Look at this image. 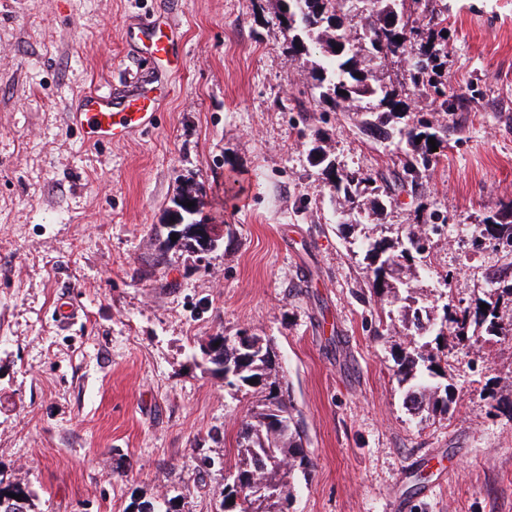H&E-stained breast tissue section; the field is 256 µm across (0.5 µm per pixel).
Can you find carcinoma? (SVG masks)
I'll return each mask as SVG.
<instances>
[{
    "label": "carcinoma",
    "mask_w": 512,
    "mask_h": 512,
    "mask_svg": "<svg viewBox=\"0 0 512 512\" xmlns=\"http://www.w3.org/2000/svg\"><path fill=\"white\" fill-rule=\"evenodd\" d=\"M282 24L288 50L294 61L310 65L313 87L329 112H357L362 115L359 129L387 140L399 138L406 142L407 160L403 175L394 176L383 187L381 195L370 205L382 209L391 198L392 189L404 187L406 179L415 178L420 167L427 165L433 155L429 138L441 146L443 136L424 118L411 126L398 127L393 123L397 89L378 79L366 61L381 62L388 57L401 58L412 49L417 31V20L405 13V0H281ZM358 10L364 21L362 33L353 36L344 28L343 17L350 7ZM431 61L418 58L405 74L406 80L418 85L424 81ZM316 166L324 184L343 194L349 210H362L359 186L363 179L354 173H341L326 151L314 148ZM196 202V209L182 213L185 237H190L201 214L197 190H183L172 203L181 199ZM476 232L490 236L512 248V202L498 213L489 224L478 225ZM425 232H409L406 240L389 241L368 237L362 249L370 263L366 278L374 294L386 298L389 304L400 300L399 289L405 263L413 258L415 244L424 241ZM493 285L502 287L498 297L479 300L474 307L458 308L444 316L443 327L451 326L462 340L472 336H512V328L500 323L497 312L501 298L512 297V278L494 273L489 278ZM488 309L483 310L480 304ZM434 355L403 353L397 361V376L401 382H411L406 401L410 409L422 411L428 407L437 410L439 400L424 375L431 372L429 363ZM214 366L225 364L224 380L230 386H247L264 393L261 404L241 422L239 430V463L232 482L224 484V512H284L293 497L295 473H306L310 464L295 419L291 401L284 398L277 375L275 355L258 336L247 342L224 344V357L210 359ZM261 510L252 509L255 502Z\"/></svg>",
    "instance_id": "carcinoma-1"
}]
</instances>
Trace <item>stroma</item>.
Returning a JSON list of instances; mask_svg holds the SVG:
<instances>
[{
    "mask_svg": "<svg viewBox=\"0 0 512 512\" xmlns=\"http://www.w3.org/2000/svg\"><path fill=\"white\" fill-rule=\"evenodd\" d=\"M416 46L446 45L406 123L447 146L382 215L346 222L309 154L376 179L404 147L325 111L290 59L278 0H0V478L37 512H127L176 498L221 512L257 395L204 349L247 332L270 345L311 461L289 512H512V338L423 342L402 303L370 292L365 237L445 230L412 263L441 318L512 268L478 224L512 200V0H407ZM169 17L176 67L134 29ZM152 69L153 129L89 144L67 115L88 91ZM224 227L206 252L168 241L186 182ZM448 285H441V275ZM71 311L63 320V311ZM429 344L445 413L414 412L396 376Z\"/></svg>",
    "mask_w": 512,
    "mask_h": 512,
    "instance_id": "obj_1",
    "label": "stroma"
}]
</instances>
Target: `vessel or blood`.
Listing matches in <instances>:
<instances>
[{"instance_id":"b4317fda","label":"vessel or blood","mask_w":512,"mask_h":512,"mask_svg":"<svg viewBox=\"0 0 512 512\" xmlns=\"http://www.w3.org/2000/svg\"><path fill=\"white\" fill-rule=\"evenodd\" d=\"M150 41L154 59L173 62V33H152ZM159 104L160 100L149 88L145 74L140 73L122 95L99 92L86 94L76 111L70 113L69 120L81 128L87 142L119 143L152 127Z\"/></svg>"}]
</instances>
